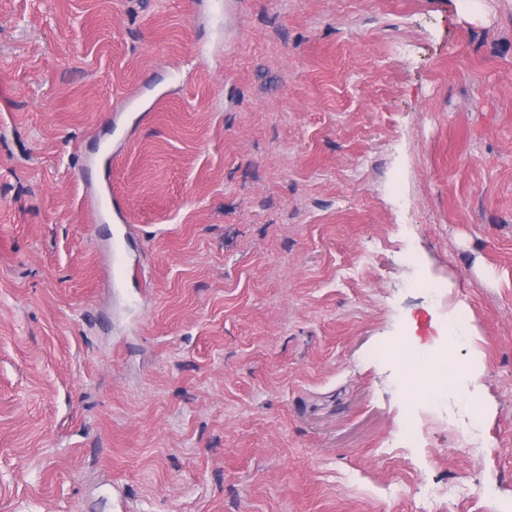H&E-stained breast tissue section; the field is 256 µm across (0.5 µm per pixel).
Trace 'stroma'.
Instances as JSON below:
<instances>
[{"label": "stroma", "instance_id": "1", "mask_svg": "<svg viewBox=\"0 0 512 512\" xmlns=\"http://www.w3.org/2000/svg\"><path fill=\"white\" fill-rule=\"evenodd\" d=\"M0 512H512V0H0ZM459 364L448 357V353L442 359L430 363L428 366L419 365L415 370V378L419 382V394L434 401L438 399L439 388L437 378L441 377L448 370H458Z\"/></svg>", "mask_w": 512, "mask_h": 512}]
</instances>
